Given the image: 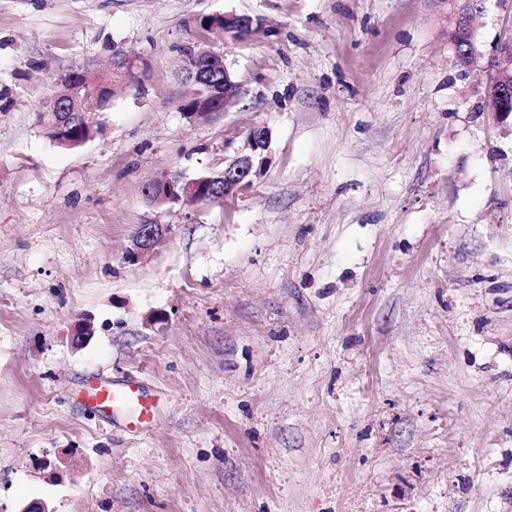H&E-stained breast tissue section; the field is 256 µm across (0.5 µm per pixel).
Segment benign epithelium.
<instances>
[{
	"label": "benign epithelium",
	"instance_id": "obj_1",
	"mask_svg": "<svg viewBox=\"0 0 512 512\" xmlns=\"http://www.w3.org/2000/svg\"><path fill=\"white\" fill-rule=\"evenodd\" d=\"M475 0H452L453 12L448 25V44L455 47L463 43L470 50L463 54H456L459 65L463 69H471L478 64H483L489 75L490 86L498 89L497 94L487 95L488 106L498 123L504 125L512 120V112L507 110L504 99L512 97V33L504 35L496 44L494 53L482 60V55L473 49L475 42V30L473 16L476 9L486 10V6H474ZM224 25L235 30L239 37L246 35L253 25V19L249 16L237 14H224ZM197 38L190 47L192 66L187 70L186 80L195 84L202 82L212 70L222 69L223 77L215 80L210 86V94L196 101L193 118L209 117L220 113L213 108L210 101H222L224 106L236 102L240 96V85L234 80L231 72L224 63L222 55L215 52L207 45L208 31L196 24ZM142 67L140 61L128 54L120 47L112 49V69L102 76L96 75L85 66L78 67V75L82 82L92 83L100 90L106 91L110 96L119 86H129L140 82ZM47 111L53 117V128L57 133L54 142L69 146L74 144L70 139L71 125L75 120L85 118L79 106L69 100L52 97L47 104ZM250 152L237 156L224 170L207 177L186 180L179 174L158 181H151L145 185V196L152 203L167 204L177 203L184 197H195L202 192L211 194V197L224 201L234 195L250 178L259 174L266 160L256 161L257 151L268 148L269 131L264 128L254 129L249 136ZM163 237V225L142 224L133 239V248L129 256L137 258L141 253L151 249ZM94 328L87 319L79 320L75 325V333L72 336V345L82 346L91 336Z\"/></svg>",
	"mask_w": 512,
	"mask_h": 512
}]
</instances>
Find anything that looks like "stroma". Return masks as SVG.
<instances>
[{"label":"stroma","instance_id":"35a3bbf8","mask_svg":"<svg viewBox=\"0 0 512 512\" xmlns=\"http://www.w3.org/2000/svg\"><path fill=\"white\" fill-rule=\"evenodd\" d=\"M241 85L188 120L208 13ZM484 55L512 0L474 21ZM146 64L84 146L59 74ZM448 0H0V512H512V131ZM271 134L221 203L154 204ZM142 224L167 233L128 258ZM95 333L71 345L79 319ZM139 380L148 429L88 407ZM475 1L482 0L450 1L453 5V12L448 25V44L453 46L459 65L465 70L477 66L480 60L483 59L482 55L473 48V43L475 42L473 16L476 9H481L484 13L487 7L485 5L480 7L474 6ZM459 43L467 45L470 48V52L466 51L464 54L457 53L456 47ZM47 112H51L53 128L57 133V137L52 141L62 146L73 145L75 141L69 138L71 125L75 120L85 118L79 106L72 101L60 100L59 97L53 96L47 104ZM83 399L87 404L99 409L114 408L137 401L140 405L139 417L129 424L135 431L144 430L153 416V404L148 402L139 382L132 379L116 386L100 378H89L84 383Z\"/></svg>","mask_w":512,"mask_h":512}]
</instances>
